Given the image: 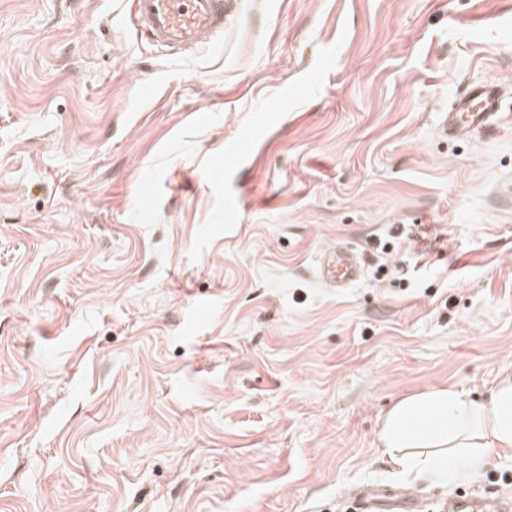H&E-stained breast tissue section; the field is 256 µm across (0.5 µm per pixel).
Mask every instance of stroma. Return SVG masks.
Returning a JSON list of instances; mask_svg holds the SVG:
<instances>
[{"label":"stroma","instance_id":"1","mask_svg":"<svg viewBox=\"0 0 512 512\" xmlns=\"http://www.w3.org/2000/svg\"><path fill=\"white\" fill-rule=\"evenodd\" d=\"M122 7L0 0V512L512 492L511 449L443 478L379 441L512 375V0H239L170 56ZM486 79L499 119L444 136ZM317 276L328 288H350L363 275L359 253L349 247H336L321 251L317 258Z\"/></svg>","mask_w":512,"mask_h":512}]
</instances>
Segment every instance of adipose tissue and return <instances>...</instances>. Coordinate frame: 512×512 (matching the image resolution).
Instances as JSON below:
<instances>
[{"instance_id": "ef3b65f1", "label": "adipose tissue", "mask_w": 512, "mask_h": 512, "mask_svg": "<svg viewBox=\"0 0 512 512\" xmlns=\"http://www.w3.org/2000/svg\"><path fill=\"white\" fill-rule=\"evenodd\" d=\"M380 440L404 469L444 473L452 462L480 469L488 449H512V377L501 379L482 401L452 387L406 397L385 415Z\"/></svg>"}]
</instances>
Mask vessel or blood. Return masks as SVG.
Segmentation results:
<instances>
[{
	"instance_id": "vessel-or-blood-1",
	"label": "vessel or blood",
	"mask_w": 512,
	"mask_h": 512,
	"mask_svg": "<svg viewBox=\"0 0 512 512\" xmlns=\"http://www.w3.org/2000/svg\"><path fill=\"white\" fill-rule=\"evenodd\" d=\"M231 0H131L129 19L147 44L162 51L191 50L213 45L232 16ZM499 86L486 81L470 86L457 97L445 126L454 133L481 129L499 115ZM317 276L329 288L344 289L364 272L359 253L348 247L320 252ZM354 512H424L423 498L401 490L368 484L351 497ZM437 512H512V497L495 490L457 491L437 501Z\"/></svg>"
}]
</instances>
